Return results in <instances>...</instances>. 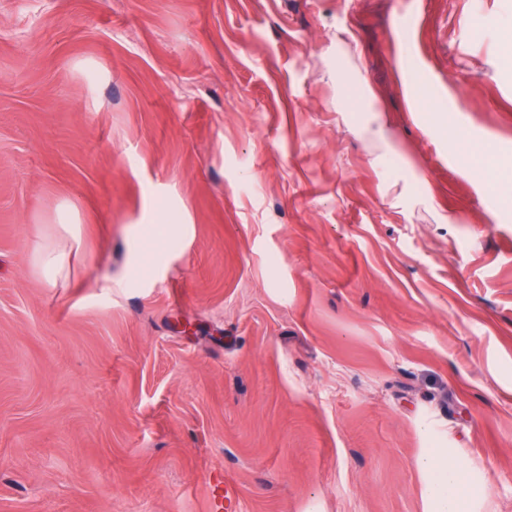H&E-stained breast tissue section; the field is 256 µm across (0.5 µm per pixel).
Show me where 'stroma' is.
<instances>
[{
    "label": "stroma",
    "mask_w": 512,
    "mask_h": 512,
    "mask_svg": "<svg viewBox=\"0 0 512 512\" xmlns=\"http://www.w3.org/2000/svg\"><path fill=\"white\" fill-rule=\"evenodd\" d=\"M509 30L512 0H0V512H210L216 473L229 512H428L433 448L512 512V192L461 169L512 156ZM40 268L53 280L64 276L68 271L67 255L52 247L44 248L39 254Z\"/></svg>",
    "instance_id": "35a3bbf8"
}]
</instances>
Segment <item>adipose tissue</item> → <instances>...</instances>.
Segmentation results:
<instances>
[{
    "label": "adipose tissue",
    "instance_id": "obj_1",
    "mask_svg": "<svg viewBox=\"0 0 512 512\" xmlns=\"http://www.w3.org/2000/svg\"><path fill=\"white\" fill-rule=\"evenodd\" d=\"M419 466L428 476L430 512H462L465 500L473 494L465 482L463 467L449 465L442 449L427 452Z\"/></svg>",
    "mask_w": 512,
    "mask_h": 512
}]
</instances>
